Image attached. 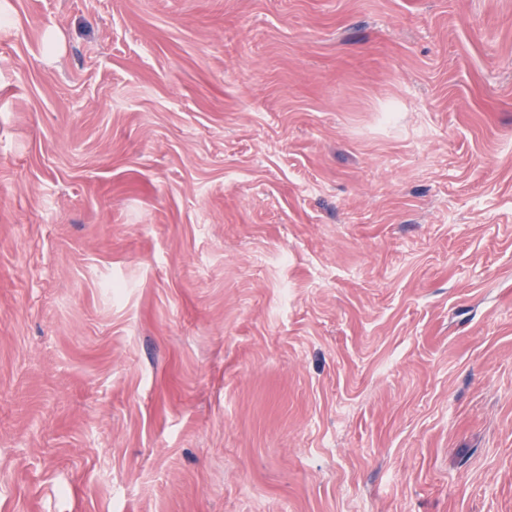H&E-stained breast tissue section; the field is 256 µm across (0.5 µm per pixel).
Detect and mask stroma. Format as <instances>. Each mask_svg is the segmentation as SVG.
Returning <instances> with one entry per match:
<instances>
[{
  "label": "stroma",
  "mask_w": 512,
  "mask_h": 512,
  "mask_svg": "<svg viewBox=\"0 0 512 512\" xmlns=\"http://www.w3.org/2000/svg\"><path fill=\"white\" fill-rule=\"evenodd\" d=\"M0 512H512V0H0Z\"/></svg>",
  "instance_id": "35a3bbf8"
}]
</instances>
